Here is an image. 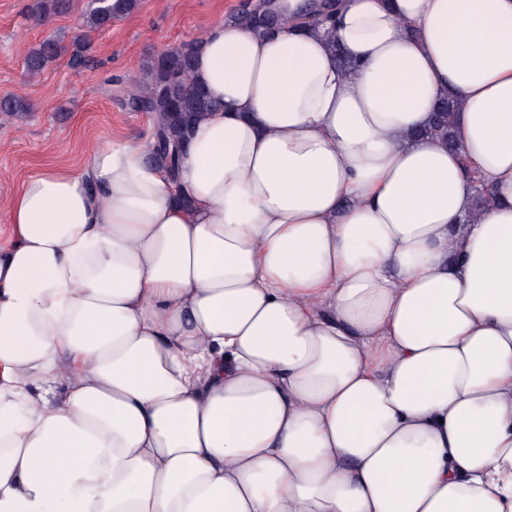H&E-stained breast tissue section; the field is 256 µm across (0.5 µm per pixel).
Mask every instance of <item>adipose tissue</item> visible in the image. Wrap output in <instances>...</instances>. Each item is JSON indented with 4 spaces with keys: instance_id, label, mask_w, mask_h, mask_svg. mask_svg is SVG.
I'll return each instance as SVG.
<instances>
[{
    "instance_id": "adipose-tissue-1",
    "label": "adipose tissue",
    "mask_w": 512,
    "mask_h": 512,
    "mask_svg": "<svg viewBox=\"0 0 512 512\" xmlns=\"http://www.w3.org/2000/svg\"><path fill=\"white\" fill-rule=\"evenodd\" d=\"M305 6L12 197L0 512H512V0ZM454 107L455 98L452 94L448 95L437 107L434 112L432 123L422 132L426 136L440 137L451 147H456L454 138Z\"/></svg>"
}]
</instances>
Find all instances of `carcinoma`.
I'll return each instance as SVG.
<instances>
[{"instance_id":"cac0c4a2","label":"carcinoma","mask_w":512,"mask_h":512,"mask_svg":"<svg viewBox=\"0 0 512 512\" xmlns=\"http://www.w3.org/2000/svg\"><path fill=\"white\" fill-rule=\"evenodd\" d=\"M136 0H93V7L83 18V28L93 31L112 24L129 14ZM195 45L191 41L173 50L154 55L148 65V83L144 92L130 91V99L137 109L153 114L156 156L170 169L177 167L176 157L188 134L193 118L210 107L207 92L192 81L195 64ZM85 36H75L68 46L56 38H48L26 53L27 73L40 76L56 57L72 52L75 60H85ZM455 98L448 95L434 112L432 123L424 135L440 137L451 147L454 138Z\"/></svg>"}]
</instances>
